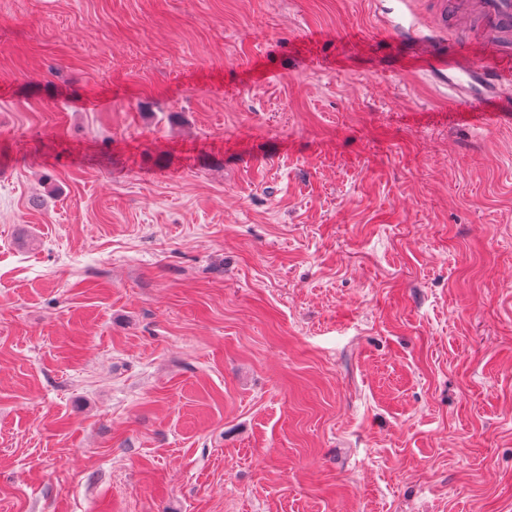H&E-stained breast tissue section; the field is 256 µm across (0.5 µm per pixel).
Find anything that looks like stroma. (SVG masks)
Here are the masks:
<instances>
[{
	"mask_svg": "<svg viewBox=\"0 0 512 512\" xmlns=\"http://www.w3.org/2000/svg\"><path fill=\"white\" fill-rule=\"evenodd\" d=\"M403 0H0V512H512V99ZM451 81H448V89L451 91L448 93V99L456 103V110L458 112H461L460 115L463 117H470L472 113L475 112H469L472 107L474 101L473 97L468 94L467 92V86L465 83L460 79H450Z\"/></svg>",
	"mask_w": 512,
	"mask_h": 512,
	"instance_id": "stroma-1",
	"label": "stroma"
}]
</instances>
